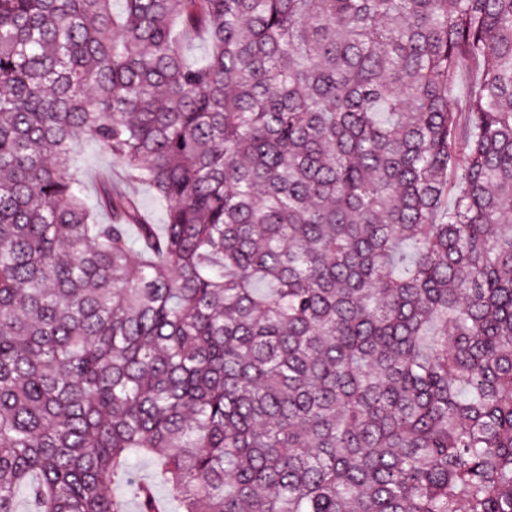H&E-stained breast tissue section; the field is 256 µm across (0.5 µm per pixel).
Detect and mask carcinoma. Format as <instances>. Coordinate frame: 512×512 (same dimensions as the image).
Segmentation results:
<instances>
[{
  "mask_svg": "<svg viewBox=\"0 0 512 512\" xmlns=\"http://www.w3.org/2000/svg\"><path fill=\"white\" fill-rule=\"evenodd\" d=\"M159 484L512 512V0H0V512ZM75 156L87 194L91 198H95L103 177L111 173L120 174L122 171L121 165L117 161L100 153L89 143L82 144L77 149ZM130 193L136 195L142 208L152 217L154 224L165 223V213L155 201L152 192L145 186L128 185Z\"/></svg>",
  "mask_w": 512,
  "mask_h": 512,
  "instance_id": "obj_1",
  "label": "carcinoma"
}]
</instances>
